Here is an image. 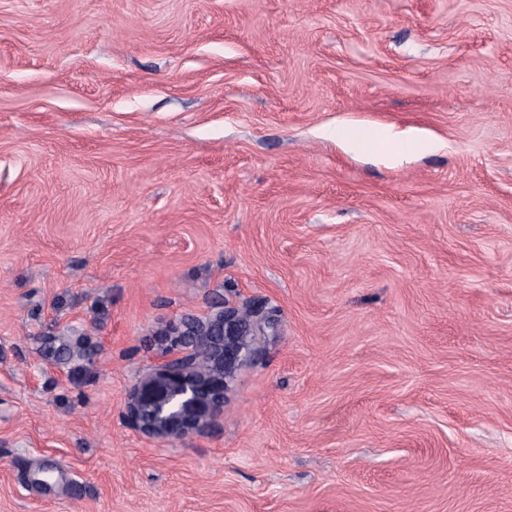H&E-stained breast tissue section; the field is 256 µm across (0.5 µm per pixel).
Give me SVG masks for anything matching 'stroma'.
Here are the masks:
<instances>
[{"label":"stroma","instance_id":"35a3bbf8","mask_svg":"<svg viewBox=\"0 0 512 512\" xmlns=\"http://www.w3.org/2000/svg\"><path fill=\"white\" fill-rule=\"evenodd\" d=\"M224 306L221 419L136 432ZM0 512H512V0H0ZM336 138L358 147L363 139L386 140L393 144L396 156L409 154L429 148V144L410 131L392 133L388 130H369L362 128H336ZM247 321H245V319ZM233 308L217 311L205 322L186 317L178 336L184 345L141 377L131 389L126 418L138 432L158 439L203 434L224 413L229 380L253 354V323ZM242 336V343L239 339ZM207 356L205 368L197 352Z\"/></svg>","mask_w":512,"mask_h":512}]
</instances>
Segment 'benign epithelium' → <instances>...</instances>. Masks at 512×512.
I'll return each mask as SVG.
<instances>
[{"label": "benign epithelium", "instance_id": "benign-epithelium-1", "mask_svg": "<svg viewBox=\"0 0 512 512\" xmlns=\"http://www.w3.org/2000/svg\"><path fill=\"white\" fill-rule=\"evenodd\" d=\"M253 323L233 308L206 321L181 323L184 345L141 377L131 389L126 418L138 432L158 439L202 434L224 413L229 380L253 354L240 337Z\"/></svg>", "mask_w": 512, "mask_h": 512}]
</instances>
